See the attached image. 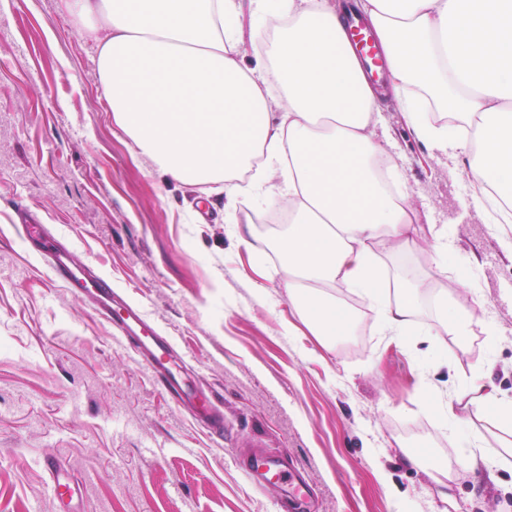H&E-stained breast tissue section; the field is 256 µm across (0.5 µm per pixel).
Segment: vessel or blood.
Returning a JSON list of instances; mask_svg holds the SVG:
<instances>
[{
	"label": "vessel or blood",
	"mask_w": 512,
	"mask_h": 512,
	"mask_svg": "<svg viewBox=\"0 0 512 512\" xmlns=\"http://www.w3.org/2000/svg\"><path fill=\"white\" fill-rule=\"evenodd\" d=\"M348 28L352 45L365 63L377 71L384 69L386 63L362 22L349 18ZM11 230L22 240L28 252L44 258L54 279L63 288L88 298L95 314L114 337L133 353L152 380L176 394L180 404L187 407L213 436L223 437V410L210 395L193 392L189 382L182 379L172 359L174 344L171 338L153 327L142 307L113 288L110 277L100 273L89 274L86 263L75 250L37 248L34 243V221L18 219L12 224ZM40 464L49 477L50 490L58 512H79L76 506L79 488L68 472L52 456L42 457ZM241 467L256 487L271 486L279 489L283 500L295 502L303 510L307 508L310 502L309 486L297 476L287 457L268 454L257 448L243 460Z\"/></svg>",
	"instance_id": "1"
}]
</instances>
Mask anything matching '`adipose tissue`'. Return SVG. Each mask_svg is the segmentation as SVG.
I'll list each match as a JSON object with an SVG mask.
<instances>
[{
  "mask_svg": "<svg viewBox=\"0 0 512 512\" xmlns=\"http://www.w3.org/2000/svg\"><path fill=\"white\" fill-rule=\"evenodd\" d=\"M85 30L104 27L96 65L112 120L154 168L190 185L223 184L228 203H287L275 242L288 296L331 342L359 323L333 295L354 288L384 333L417 325L420 281L386 291L373 252L400 248L417 215L386 193V150L372 127L379 92L350 48L343 7L327 0H63ZM391 64L390 88L415 133L470 152L476 188L512 207V0H359ZM275 15L271 57L242 66L243 10ZM286 107L271 118L270 89ZM279 171L278 187L268 184Z\"/></svg>",
  "mask_w": 512,
  "mask_h": 512,
  "instance_id": "1",
  "label": "adipose tissue"
}]
</instances>
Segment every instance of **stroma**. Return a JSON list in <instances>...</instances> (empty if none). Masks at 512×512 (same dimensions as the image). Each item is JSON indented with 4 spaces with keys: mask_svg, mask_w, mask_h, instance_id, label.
Here are the masks:
<instances>
[{
    "mask_svg": "<svg viewBox=\"0 0 512 512\" xmlns=\"http://www.w3.org/2000/svg\"><path fill=\"white\" fill-rule=\"evenodd\" d=\"M95 46L61 0H0V512H57L39 458L81 478L84 512H281L239 456L288 453L315 512H512V456L472 472L438 420L456 409L485 454L512 423L469 402L476 368L512 399V255L473 205L468 160L417 137L391 94L380 101L390 162L418 233L382 270L415 267L418 325L322 345L288 298L265 201L224 222L223 195L154 169L114 124ZM64 226L154 325L173 336L191 382L224 405V439L197 427L80 296L56 285L10 226L17 210ZM454 251L441 273L433 231ZM472 276L473 287L457 285ZM493 319L467 345L436 335L437 299ZM427 451L409 464L415 447Z\"/></svg>",
    "mask_w": 512,
    "mask_h": 512,
    "instance_id": "35a3bbf8",
    "label": "stroma"
}]
</instances>
